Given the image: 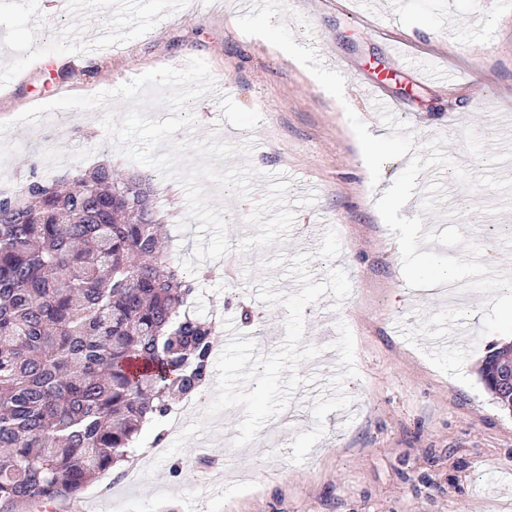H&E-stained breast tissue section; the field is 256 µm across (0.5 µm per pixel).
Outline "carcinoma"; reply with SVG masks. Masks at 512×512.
Wrapping results in <instances>:
<instances>
[{
  "label": "carcinoma",
  "mask_w": 512,
  "mask_h": 512,
  "mask_svg": "<svg viewBox=\"0 0 512 512\" xmlns=\"http://www.w3.org/2000/svg\"><path fill=\"white\" fill-rule=\"evenodd\" d=\"M151 178L98 164L0 195V512L79 498L173 401L204 396L213 323L158 233ZM512 349L483 361L496 374Z\"/></svg>",
  "instance_id": "cac0c4a2"
}]
</instances>
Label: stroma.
<instances>
[{
    "mask_svg": "<svg viewBox=\"0 0 512 512\" xmlns=\"http://www.w3.org/2000/svg\"><path fill=\"white\" fill-rule=\"evenodd\" d=\"M305 25L297 44L315 46L328 68L346 75V99L328 96L294 59L244 34L222 7L189 11L184 0H135L92 19L71 10L31 23L25 0H0V181L30 173L51 179L108 163L118 173L151 176L158 215L175 264L196 259L197 221L188 220L180 184L119 154L100 122L101 111L57 110L37 125L17 123L24 110L66 95L110 90L160 67L207 62L227 82L229 97L259 111L253 130L229 126L217 102L203 98L196 124L180 141L226 129L229 144L252 143L260 176L250 198L227 207L230 191L211 192L225 208L230 245L255 235L247 217L283 174L296 219L283 237L242 255L237 281L226 285L223 260H207L205 288L196 292L200 317L221 311L240 321L243 308L259 317L245 335L258 356L285 336L286 311L260 301L261 283L298 291L275 255L310 253L315 281L345 272L343 302L325 294L304 310L303 342L319 354L302 362L306 382L291 396L289 417L274 416L251 443L235 447L241 409L223 412L210 431L142 476L139 486L114 492L108 472L75 501L52 512H512V412L486 389L480 369L489 349L512 336L482 334L484 301L454 308L443 294L409 288L397 238L376 204L405 169L407 158L384 164L379 183L363 166L347 119L354 112L380 136L391 130L376 115L364 79L384 81L417 146L442 137L450 158L466 155V134L486 153L512 146V7L500 0H289ZM116 34L118 52L95 53L83 66L76 52L92 34ZM315 194L312 206L299 199ZM405 217L423 216L434 232L459 225L494 266L512 254V193L460 186L451 170L430 168L417 178ZM450 330L453 344L433 348Z\"/></svg>",
    "mask_w": 512,
    "mask_h": 512,
    "instance_id": "35a3bbf8",
    "label": "stroma"
}]
</instances>
